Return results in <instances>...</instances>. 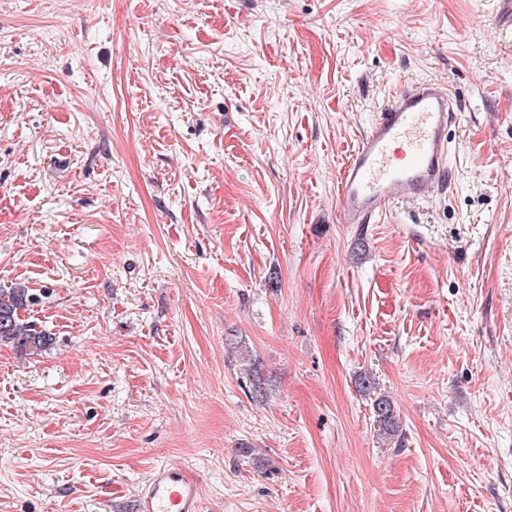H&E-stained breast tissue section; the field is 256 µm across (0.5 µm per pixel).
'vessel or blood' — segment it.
<instances>
[{
  "instance_id": "obj_1",
  "label": "vessel or blood",
  "mask_w": 512,
  "mask_h": 512,
  "mask_svg": "<svg viewBox=\"0 0 512 512\" xmlns=\"http://www.w3.org/2000/svg\"><path fill=\"white\" fill-rule=\"evenodd\" d=\"M449 89L431 81L388 98L343 163L338 177L339 220L379 224L394 201H414L448 175ZM196 482L178 466L155 467L137 512H200Z\"/></svg>"
}]
</instances>
